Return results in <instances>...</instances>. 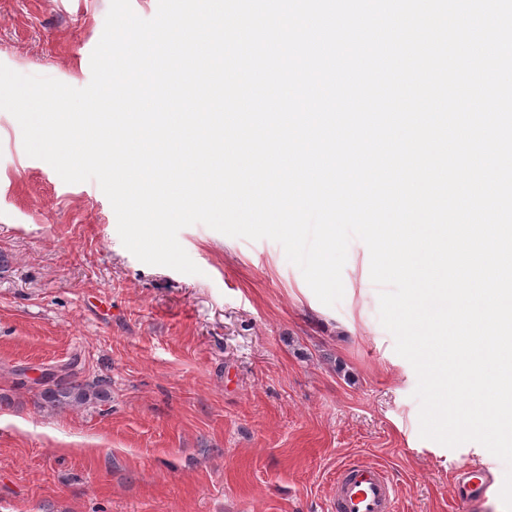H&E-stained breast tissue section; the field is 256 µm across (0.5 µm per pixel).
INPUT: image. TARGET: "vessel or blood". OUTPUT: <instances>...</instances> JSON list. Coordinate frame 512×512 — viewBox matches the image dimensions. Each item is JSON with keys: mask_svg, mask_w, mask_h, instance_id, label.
Masks as SVG:
<instances>
[{"mask_svg": "<svg viewBox=\"0 0 512 512\" xmlns=\"http://www.w3.org/2000/svg\"><path fill=\"white\" fill-rule=\"evenodd\" d=\"M453 480L476 501L486 499L494 485L489 471L467 464L455 468ZM335 485L330 512H396V489L378 463L354 461L342 465L336 472Z\"/></svg>", "mask_w": 512, "mask_h": 512, "instance_id": "vessel-or-blood-1", "label": "vessel or blood"}]
</instances>
